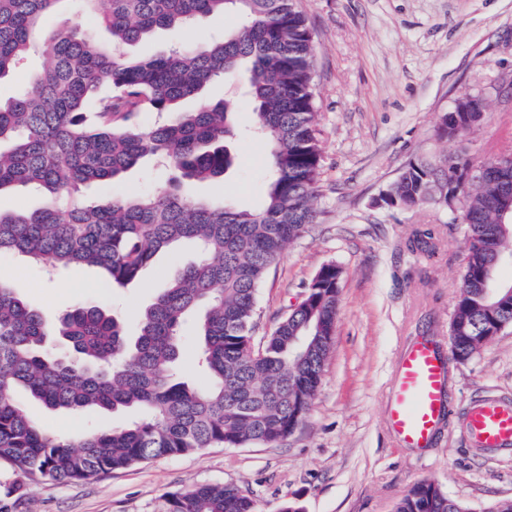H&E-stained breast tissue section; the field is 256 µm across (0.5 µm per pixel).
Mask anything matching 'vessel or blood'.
I'll list each match as a JSON object with an SVG mask.
<instances>
[{
	"label": "vessel or blood",
	"instance_id": "obj_1",
	"mask_svg": "<svg viewBox=\"0 0 512 512\" xmlns=\"http://www.w3.org/2000/svg\"><path fill=\"white\" fill-rule=\"evenodd\" d=\"M449 359L432 340L409 342L400 355L387 396V420L407 448L433 443L447 410ZM466 429L481 448L512 447V403L488 398L474 404Z\"/></svg>",
	"mask_w": 512,
	"mask_h": 512
}]
</instances>
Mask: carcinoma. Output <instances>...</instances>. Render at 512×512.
I'll return each mask as SVG.
<instances>
[{"label":"carcinoma","instance_id":"cac0c4a2","mask_svg":"<svg viewBox=\"0 0 512 512\" xmlns=\"http://www.w3.org/2000/svg\"><path fill=\"white\" fill-rule=\"evenodd\" d=\"M63 0H0V79L35 47L38 20ZM102 21L112 47L89 40L76 22L49 41L43 68L17 97L0 103V193L28 188L42 198L31 211L0 209V254L46 268L90 266L112 284L135 281L162 250L191 240L196 262L182 267L140 313L138 331L90 304L51 317L19 297L0 276V461L28 478H96L141 462L211 447L273 446L303 422L322 382L339 305L336 265L320 269L310 303L288 310L251 355L259 285L316 217L322 146L312 76V34L298 0H108ZM234 13L241 23L196 48L130 59L124 47L156 29ZM245 72L254 126L270 148L263 203L213 205L183 193L186 181L224 178L226 143L238 134L229 102L178 110L217 79ZM142 112L165 119L149 127ZM482 113L465 97L439 113V139H458ZM144 159L169 169L151 194L77 197L88 184L118 178ZM457 156L413 160L386 197L392 206L452 211L469 247L452 319L449 352L465 362L512 326V303L483 293L512 254V193L469 178ZM411 250L436 253L433 233L415 229ZM198 321V362L210 382L177 375L183 327ZM311 337L303 356L291 339ZM26 398L80 414L92 407L133 408L124 427L81 436L50 434L27 412ZM167 512H263L231 486L204 484L167 498ZM395 512H469L432 482L415 483Z\"/></svg>","mask_w":512,"mask_h":512}]
</instances>
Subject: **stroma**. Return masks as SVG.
<instances>
[{"instance_id": "obj_1", "label": "stroma", "mask_w": 512, "mask_h": 512, "mask_svg": "<svg viewBox=\"0 0 512 512\" xmlns=\"http://www.w3.org/2000/svg\"><path fill=\"white\" fill-rule=\"evenodd\" d=\"M312 32L316 107L322 134V180L314 224L288 244L257 292L254 338L266 336L300 301L320 269L341 267L340 306L332 353L304 422L273 447L204 448L59 483L28 480L0 464V501L13 512H166L169 494L200 484L239 488L263 512L298 502L303 512H394L416 481L439 485L470 512L512 499V450L474 448L464 422L488 396L512 400V327L470 360L451 362L448 414L427 448L397 445L386 424L385 396L405 343L423 337L448 342V326L467 249L466 228L431 206L380 205L381 195L409 161L464 154L483 162L512 152V0H299ZM81 23L87 38L110 42L77 0H63L38 26L40 38ZM211 16L159 29L128 46L132 56L199 46L233 27ZM484 99L480 123L464 138L442 140L439 113L463 96ZM223 181L196 184L191 195L244 208L261 204L269 165L263 141L236 140ZM166 179L158 166H137L116 182L81 187L88 199L110 193L148 194ZM437 231L434 258L411 252L417 226ZM196 259L191 244L158 256L140 277L110 285L94 267L48 275L38 263L0 256L13 288L50 315L92 300L137 329L178 267ZM31 415L52 432L77 438L99 426H120L130 412H53ZM22 485L14 500L11 487Z\"/></svg>"}]
</instances>
